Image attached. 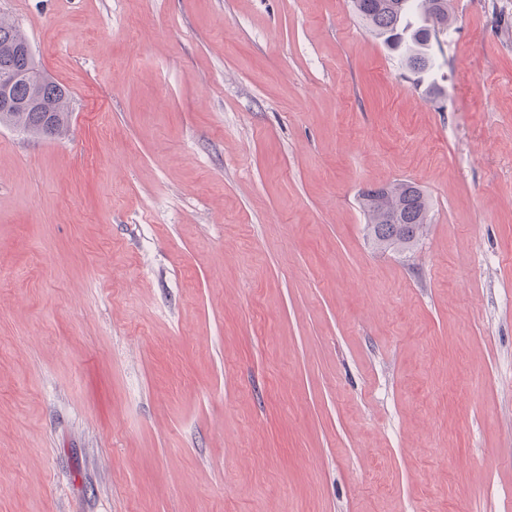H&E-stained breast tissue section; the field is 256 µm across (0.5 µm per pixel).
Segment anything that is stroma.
I'll return each instance as SVG.
<instances>
[{
  "instance_id": "35a3bbf8",
  "label": "stroma",
  "mask_w": 512,
  "mask_h": 512,
  "mask_svg": "<svg viewBox=\"0 0 512 512\" xmlns=\"http://www.w3.org/2000/svg\"><path fill=\"white\" fill-rule=\"evenodd\" d=\"M430 96L351 0H0V512H512V32ZM429 229L376 248L361 190ZM25 43H29V40L20 28L1 18L0 125L10 126L37 136L44 137L45 134L50 133L55 135L54 138L60 137L65 134L68 128L70 99L67 91L54 81L49 80V83L44 87L43 96L47 103V108L12 110L17 107V104L8 94L9 87L15 81L21 79L38 84L40 75L38 71L30 67V58L34 53L29 45L10 49V52L20 60L19 64L17 59L4 55L1 47L3 44L20 45ZM17 64L18 66H16ZM360 207L368 235L381 248L409 250L426 233L429 203L413 182L366 188Z\"/></svg>"
}]
</instances>
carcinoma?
<instances>
[{"instance_id": "cac0c4a2", "label": "carcinoma", "mask_w": 512, "mask_h": 512, "mask_svg": "<svg viewBox=\"0 0 512 512\" xmlns=\"http://www.w3.org/2000/svg\"><path fill=\"white\" fill-rule=\"evenodd\" d=\"M356 16L366 28L396 53L412 74L431 73L436 60L432 42L449 27L451 0H351ZM28 42L16 25L0 19V47ZM44 109L0 112V125L37 136L65 134L69 124L67 91L51 81L44 87ZM360 207L365 228L384 249L409 250L423 238L428 227L429 203L413 182L369 187L361 191Z\"/></svg>"}]
</instances>
